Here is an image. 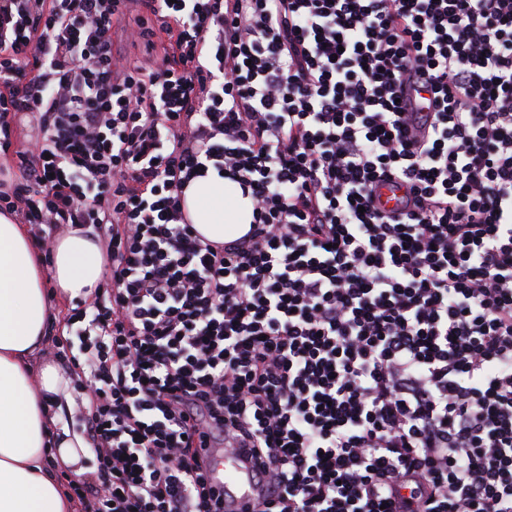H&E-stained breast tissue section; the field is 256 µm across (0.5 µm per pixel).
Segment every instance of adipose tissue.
<instances>
[{
    "instance_id": "adipose-tissue-1",
    "label": "adipose tissue",
    "mask_w": 512,
    "mask_h": 512,
    "mask_svg": "<svg viewBox=\"0 0 512 512\" xmlns=\"http://www.w3.org/2000/svg\"><path fill=\"white\" fill-rule=\"evenodd\" d=\"M184 200L192 224L210 241L242 237L253 221L250 195L213 171L193 180ZM102 274L101 245L83 229L57 240L47 265L24 225L0 214V512H72L45 468L48 450L74 466L85 446L81 435L58 426L59 412L71 402L64 374L38 363L52 316L45 286L86 298Z\"/></svg>"
}]
</instances>
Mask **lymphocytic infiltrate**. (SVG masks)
Here are the masks:
<instances>
[{
  "label": "lymphocytic infiltrate",
  "mask_w": 512,
  "mask_h": 512,
  "mask_svg": "<svg viewBox=\"0 0 512 512\" xmlns=\"http://www.w3.org/2000/svg\"><path fill=\"white\" fill-rule=\"evenodd\" d=\"M126 3L0 0V213L47 255L101 230L111 282L71 316L69 499L224 512L202 451L246 448L254 512H512V0H141L147 73ZM211 169L241 238L188 219ZM143 8L136 2H130L125 14L122 18L119 28L117 29L118 34L114 40L116 57L123 64H137L146 69H153L164 55L163 46L158 44L157 47L151 52L148 51L143 44H134L126 40L121 32L124 29L135 28L140 16L143 15ZM185 210L198 233L207 240L224 242L245 235L253 221V203L238 184L214 170L193 180L184 192Z\"/></svg>",
  "instance_id": "f902f5d3"
}]
</instances>
